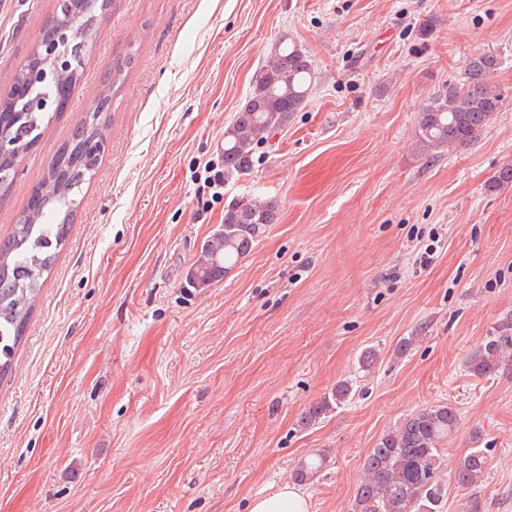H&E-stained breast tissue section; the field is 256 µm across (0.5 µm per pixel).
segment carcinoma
Returning a JSON list of instances; mask_svg holds the SVG:
<instances>
[{
    "label": "carcinoma",
    "instance_id": "1",
    "mask_svg": "<svg viewBox=\"0 0 512 512\" xmlns=\"http://www.w3.org/2000/svg\"><path fill=\"white\" fill-rule=\"evenodd\" d=\"M109 0H73L69 14L57 12L48 29L74 15L81 16L90 36L98 17ZM499 65L497 56L482 53L468 66L462 85L450 84L448 90L433 98L421 112L416 142L422 153L444 148L465 147L475 142L502 107L501 94L489 84L488 77ZM315 71L311 59L296 42L284 37L275 43L253 76L246 103L233 122L224 129V176L245 175L251 169L254 145L268 139L272 131L288 124L293 113L307 104ZM21 73L11 76L10 92L0 98V127L9 131L20 152L26 154L46 132L49 122L44 113L24 111L25 88ZM80 75L65 76L48 92L69 104ZM106 137L104 126L83 121L76 126L48 166L47 173L33 189L24 211L26 223L16 224L0 243V379L9 373L11 356L22 339L41 287L44 273L55 260L52 249L64 245L76 215V197L90 182L98 163L90 162L84 152L87 141ZM495 190L512 188V165L501 167L492 177ZM278 205L272 199H238L224 210L222 233L207 239L192 269L196 281L207 287L224 278L246 258L268 229L277 221ZM512 359V322L486 337L466 358V368L474 375L489 377ZM346 383L336 385L330 395L309 406L302 414V427L317 424L350 396ZM460 420L451 404H437L407 414L384 433L370 449L363 464L361 480L352 504V512H441L445 489L437 480L442 458L440 445L448 440ZM326 457L303 464L294 480L305 483L319 472ZM486 455L476 449L459 459L451 478L457 488L466 490L481 482Z\"/></svg>",
    "mask_w": 512,
    "mask_h": 512
}]
</instances>
